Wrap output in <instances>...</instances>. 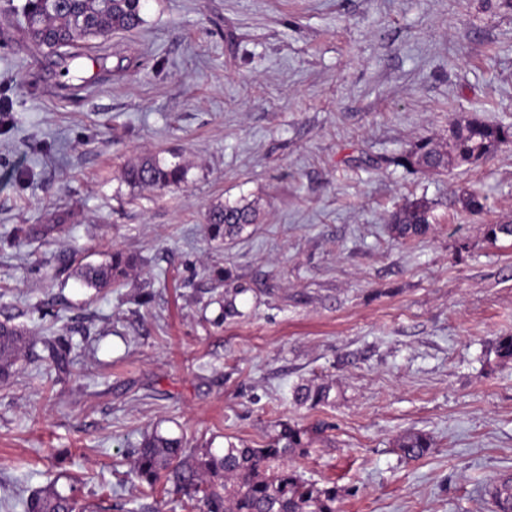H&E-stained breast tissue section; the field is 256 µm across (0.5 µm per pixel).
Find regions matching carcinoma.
I'll use <instances>...</instances> for the list:
<instances>
[{"label": "carcinoma", "mask_w": 512, "mask_h": 512, "mask_svg": "<svg viewBox=\"0 0 512 512\" xmlns=\"http://www.w3.org/2000/svg\"><path fill=\"white\" fill-rule=\"evenodd\" d=\"M142 23V0H27L25 5L28 35L54 50L71 48L79 39L135 30ZM506 143H512L511 129L473 119L456 126L449 143L422 140L399 155L395 163L427 171L447 170L469 164ZM124 178L134 186L164 190L184 182V169L152 157L127 167ZM429 209V202L421 198L394 212L389 225L392 236L400 240L423 236L429 227ZM256 221V208L238 203L215 206L206 217L214 240L233 238ZM132 267L133 258L112 251L103 262L80 268L79 277L89 287L104 288L119 283ZM28 344L26 332L7 321L0 322V379L10 376ZM48 350L54 367L64 368L69 339L59 337ZM330 392L331 386L326 384H304L295 388L293 400L315 408L332 402ZM324 430L321 423L310 427L285 423L260 447L229 441L221 452L211 448L188 450L180 439L155 431L133 449V475L151 488L161 482L172 484L198 498L203 512H336V483L307 480L294 466L308 457ZM396 447L405 458L419 459L430 452L432 443L427 434L409 431L398 438ZM489 494L498 512H512L511 479L497 481ZM83 501V482L71 478L68 492H60L53 482L34 491L25 500L24 509L86 512Z\"/></svg>", "instance_id": "cac0c4a2"}]
</instances>
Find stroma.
<instances>
[{"label": "stroma", "mask_w": 512, "mask_h": 512, "mask_svg": "<svg viewBox=\"0 0 512 512\" xmlns=\"http://www.w3.org/2000/svg\"><path fill=\"white\" fill-rule=\"evenodd\" d=\"M24 2L0 0V322L31 333L0 382V512L71 476L97 512H201L132 480L144 434L219 452L319 421L300 470L336 483V512H496L512 239L485 227L512 224V143L449 171L395 159L474 118L512 125V0H144L70 72ZM146 156L181 186L127 183ZM416 198L427 234L393 239ZM241 200L258 222L212 240L209 209ZM113 249L135 260L124 283L85 285ZM309 383L333 403L296 405ZM410 430L433 443L413 461ZM396 447L405 458L419 459L430 452L432 443L427 434L409 431L398 438Z\"/></svg>", "instance_id": "stroma-1"}]
</instances>
